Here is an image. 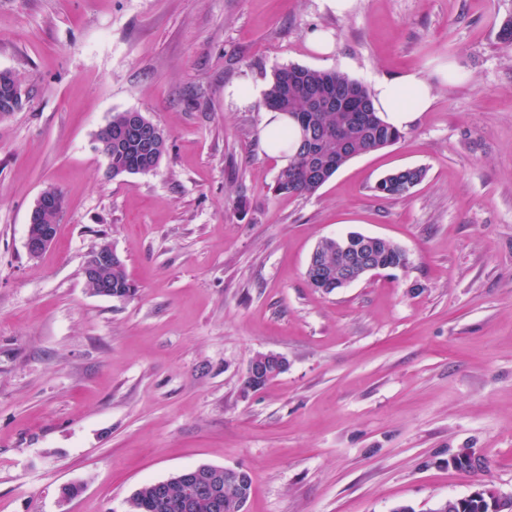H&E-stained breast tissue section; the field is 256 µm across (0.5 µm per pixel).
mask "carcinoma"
I'll return each mask as SVG.
<instances>
[{"mask_svg":"<svg viewBox=\"0 0 512 512\" xmlns=\"http://www.w3.org/2000/svg\"><path fill=\"white\" fill-rule=\"evenodd\" d=\"M316 94L339 101V107L320 111L312 108L311 98ZM260 106L289 114L306 122L318 133L316 160L325 166L322 179L305 175L307 153L301 142H296L294 153L277 174L274 192L307 196L315 194L338 171L336 165H345L356 156L396 144L403 133L386 124L381 118L368 124L360 120L362 111H375L368 88L360 81L337 70H318L299 65L277 69L263 95ZM168 151V136L159 132L149 150L145 151L132 139L112 149L113 176L141 174L146 168H157ZM426 175L422 167L393 170L375 185V191L384 197L399 198L411 193L409 183L419 184ZM331 265L329 283L336 286V238L324 237L317 245ZM384 266L404 268L408 263L406 252L388 240L375 253ZM155 489L151 484L141 487L137 512H158L152 506Z\"/></svg>","mask_w":512,"mask_h":512,"instance_id":"cac0c4a2","label":"carcinoma"}]
</instances>
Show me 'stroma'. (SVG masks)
Returning <instances> with one entry per match:
<instances>
[{
  "mask_svg": "<svg viewBox=\"0 0 512 512\" xmlns=\"http://www.w3.org/2000/svg\"><path fill=\"white\" fill-rule=\"evenodd\" d=\"M512 0H0V70L28 96L0 116V512H128L144 484L246 471L247 512H433L486 483L512 494ZM362 83L457 64L395 145L317 193L278 195L263 114L241 102L288 65ZM139 111L169 136L157 171L112 177L95 136ZM422 167L402 198L374 190ZM54 243L25 248L40 192ZM350 231L408 255L333 293L305 271ZM108 241L135 298L92 294ZM288 369L243 392L252 356ZM471 450L482 470L453 467ZM80 486L65 497L62 489ZM307 43L309 49L324 56L321 60L324 63H332L333 58L331 55L335 52V38L331 31L323 29H314L307 35ZM50 189L58 190L54 187H50ZM54 190H43L28 213L25 247L31 258H38L55 240L56 236L52 225L59 223L55 213L58 216L62 215L64 198L60 190ZM47 210L55 213L47 215L44 224H40L41 215Z\"/></svg>",
  "mask_w": 512,
  "mask_h": 512,
  "instance_id": "1",
  "label": "stroma"
}]
</instances>
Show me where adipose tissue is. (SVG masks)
<instances>
[{
    "mask_svg": "<svg viewBox=\"0 0 512 512\" xmlns=\"http://www.w3.org/2000/svg\"><path fill=\"white\" fill-rule=\"evenodd\" d=\"M433 90L424 72L414 69L394 77H376L370 94L381 119L403 131L430 109L435 100Z\"/></svg>",
    "mask_w": 512,
    "mask_h": 512,
    "instance_id": "ef3b65f1",
    "label": "adipose tissue"
}]
</instances>
